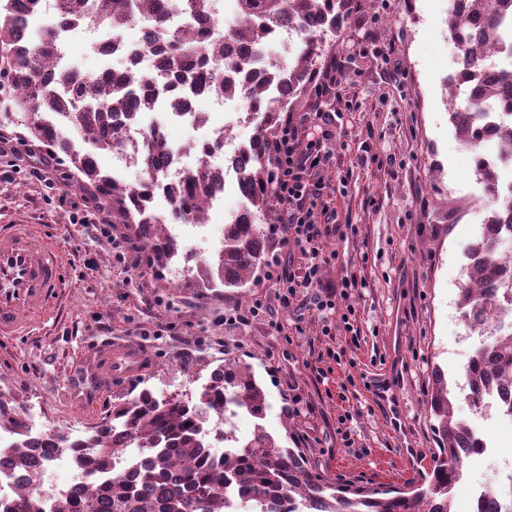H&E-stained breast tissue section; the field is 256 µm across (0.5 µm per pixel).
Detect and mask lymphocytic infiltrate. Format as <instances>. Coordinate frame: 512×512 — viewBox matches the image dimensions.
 I'll list each match as a JSON object with an SVG mask.
<instances>
[{
    "mask_svg": "<svg viewBox=\"0 0 512 512\" xmlns=\"http://www.w3.org/2000/svg\"><path fill=\"white\" fill-rule=\"evenodd\" d=\"M335 122V113L315 107L288 115L270 144L278 160L276 194L280 205V221L272 234L297 250L305 265L301 273H292L281 252H272L267 279L279 288L284 309L304 307L317 312L321 333L327 337L353 332L356 321V279L346 275L326 285L321 278L327 261L326 239L346 236L348 230L328 201L333 165L323 144L331 140Z\"/></svg>",
    "mask_w": 512,
    "mask_h": 512,
    "instance_id": "lymphocytic-infiltrate-1",
    "label": "lymphocytic infiltrate"
}]
</instances>
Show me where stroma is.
<instances>
[{
  "mask_svg": "<svg viewBox=\"0 0 512 512\" xmlns=\"http://www.w3.org/2000/svg\"><path fill=\"white\" fill-rule=\"evenodd\" d=\"M337 34L335 90L302 98L336 115L326 148L336 177L332 204L346 238L328 240L335 260L324 282L363 280L355 298L356 334L321 335L311 310L286 312L265 279L244 288H203L193 272L146 275L115 258L110 241L89 240L71 223L84 200L61 167L50 172L58 194L47 200L30 178L34 140L23 127L0 122L11 151L0 155V225L37 224L66 258L65 278L49 316L24 336L0 335V393L19 416L37 413L47 427L72 435L111 413L142 389L160 396H196L224 359L247 366L266 398L263 423L281 446L303 449L310 467L359 486L400 487L426 475L438 446L427 410L435 371L453 390L481 338L461 307L464 253L483 224L489 201L474 173V154L448 114V78L459 50L448 31V0H360ZM390 62H383V55ZM268 310L247 317L254 302ZM246 318L234 328L225 312ZM296 322L284 336L271 321ZM133 343L150 358L143 372L114 383L93 410L68 396L75 372L105 341ZM344 351L347 365L317 371L326 348ZM351 416L352 447L338 432ZM454 420L479 428L512 455V432L495 407L453 403Z\"/></svg>",
  "mask_w": 512,
  "mask_h": 512,
  "instance_id": "1",
  "label": "stroma"
}]
</instances>
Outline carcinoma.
I'll list each match as a JSON object with an SVG mask.
<instances>
[{"instance_id":"cac0c4a2","label":"carcinoma","mask_w":512,"mask_h":512,"mask_svg":"<svg viewBox=\"0 0 512 512\" xmlns=\"http://www.w3.org/2000/svg\"><path fill=\"white\" fill-rule=\"evenodd\" d=\"M17 0H0V98L6 110L22 119L29 137L50 147L65 163L69 182L111 208L112 223L128 224L137 239L148 245L152 264L165 268L178 251L177 242L161 232L165 220H148L147 204L153 183L169 146L159 129H147L133 138L112 127V115L156 108L152 80L102 78L72 70L52 72L56 46L52 28L24 31L16 12ZM354 0H236L238 25L231 40L240 56L227 58L224 47L207 29V0H63L65 23L110 32L145 18L155 32L145 48L160 57L170 75L169 107L182 110L190 95L201 90L227 93L245 101L250 115H259L256 133L247 144L248 161L240 180L242 217L224 225V249L213 261L197 263L196 280L203 288H243L254 281L265 265L267 233L257 223L276 209L277 161L269 148L284 119L297 111L299 99L311 87L312 77L333 60L326 35L340 32ZM193 17L192 23L168 27L167 13ZM512 13V0H468V9L448 18L451 38L460 49L458 63L462 83L477 87L479 94L466 105L451 104L449 116L461 140L476 151L482 143L478 119L486 100L504 97L512 106V74L499 82L485 73L484 61L498 50L492 14ZM487 15L489 34L481 48L471 45L472 17ZM292 27L302 36L299 52L288 64L272 62L257 78L250 71L252 59L245 52L268 46L269 36ZM276 85L280 96L268 87ZM62 114L91 140L98 150H132L144 171L142 184L132 188L102 173L89 153L71 141H61L49 128L46 117ZM475 174L484 184L494 207L484 226L486 232L466 250L467 283L461 292L466 319L490 305L512 306V256L500 251L501 238H512V198L496 191L494 170L475 156ZM214 176L203 164L190 170L168 188L172 215L191 224L204 223ZM500 285L496 296L483 293L482 285ZM480 344L466 366L469 401L485 406L490 392L512 387V329L492 323L482 332ZM266 400L248 368L228 359L215 368L196 397H157L145 388L132 400L113 407L112 416L95 423L82 440L57 434L38 443L28 439L26 423L11 412L0 397V430L16 435L9 463L28 474L27 485L15 490L6 512H236L231 495L254 499L249 512H291L288 503L307 502L313 512H424V505L438 502L440 512H453L451 491L468 452L479 447L469 437L468 426L451 416L448 382L435 374L428 408L440 447L434 466L421 482L406 486L366 489L339 483L313 471L301 448L279 446L271 433L256 424L250 436H237L232 416L245 412L264 417ZM224 422V456L212 455L202 440L206 426ZM69 452L82 483L69 494L45 491L33 484L44 480L36 463L51 458L58 449ZM125 448L138 449L131 467L112 470V458Z\"/></svg>"}]
</instances>
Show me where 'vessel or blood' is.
I'll return each mask as SVG.
<instances>
[{
    "label": "vessel or blood",
    "instance_id": "b4317fda",
    "mask_svg": "<svg viewBox=\"0 0 512 512\" xmlns=\"http://www.w3.org/2000/svg\"><path fill=\"white\" fill-rule=\"evenodd\" d=\"M65 257L33 224L0 226V335H21L49 308L60 288ZM143 353L134 345L107 346L86 362L71 387L85 409L112 391V379L142 372Z\"/></svg>",
    "mask_w": 512,
    "mask_h": 512
}]
</instances>
